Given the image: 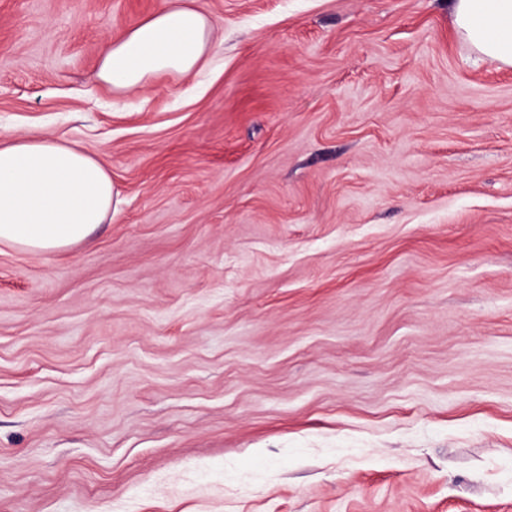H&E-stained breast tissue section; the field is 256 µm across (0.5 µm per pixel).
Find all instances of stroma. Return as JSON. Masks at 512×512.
Returning a JSON list of instances; mask_svg holds the SVG:
<instances>
[{
	"label": "stroma",
	"instance_id": "35a3bbf8",
	"mask_svg": "<svg viewBox=\"0 0 512 512\" xmlns=\"http://www.w3.org/2000/svg\"><path fill=\"white\" fill-rule=\"evenodd\" d=\"M160 0H0V142L122 205L0 244V512H512V68L448 0H195L198 75L117 93Z\"/></svg>",
	"mask_w": 512,
	"mask_h": 512
}]
</instances>
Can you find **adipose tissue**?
Instances as JSON below:
<instances>
[{"instance_id":"adipose-tissue-1","label":"adipose tissue","mask_w":512,"mask_h":512,"mask_svg":"<svg viewBox=\"0 0 512 512\" xmlns=\"http://www.w3.org/2000/svg\"><path fill=\"white\" fill-rule=\"evenodd\" d=\"M451 10L458 35L475 51L512 66V0H452ZM215 30L193 0H162L103 45L98 77L130 92L166 74H192L205 65ZM120 203L107 168L77 145L36 133L0 144L1 243L30 253L65 249L86 241Z\"/></svg>"}]
</instances>
